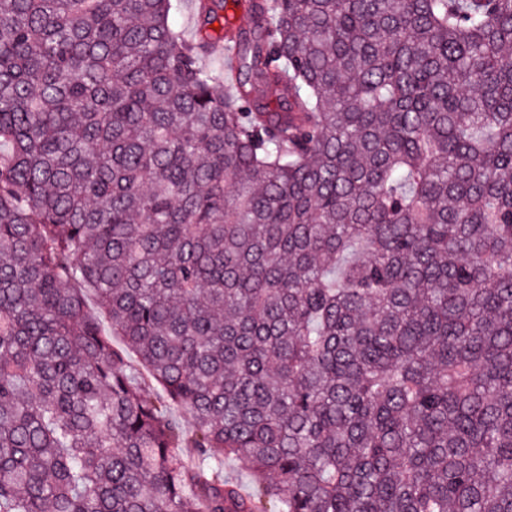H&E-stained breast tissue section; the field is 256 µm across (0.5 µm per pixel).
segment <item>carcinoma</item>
<instances>
[{
	"label": "carcinoma",
	"mask_w": 512,
	"mask_h": 512,
	"mask_svg": "<svg viewBox=\"0 0 512 512\" xmlns=\"http://www.w3.org/2000/svg\"><path fill=\"white\" fill-rule=\"evenodd\" d=\"M194 2L0 0V512H512V0Z\"/></svg>",
	"instance_id": "carcinoma-1"
}]
</instances>
